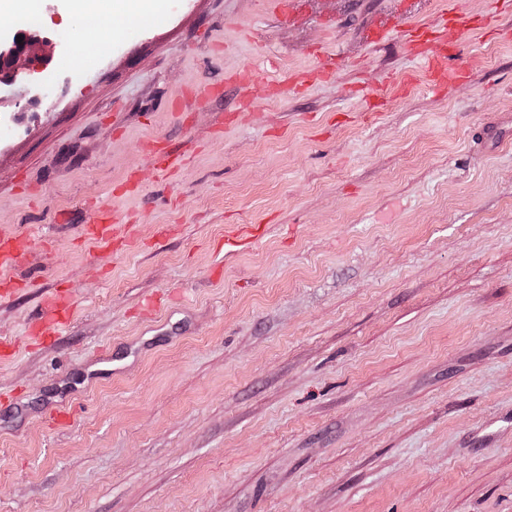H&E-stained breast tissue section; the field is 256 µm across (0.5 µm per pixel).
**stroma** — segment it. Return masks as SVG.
Listing matches in <instances>:
<instances>
[{
	"mask_svg": "<svg viewBox=\"0 0 512 512\" xmlns=\"http://www.w3.org/2000/svg\"><path fill=\"white\" fill-rule=\"evenodd\" d=\"M145 2L40 0L54 81L0 93V512H512V0H458L440 86L396 25L448 0ZM120 221L112 212V220L107 212H100L97 219L83 227V234L89 240L103 241L112 244L114 249L125 245V237L119 227ZM27 245L24 237L0 239V297L12 295L16 288H20L17 281L9 277L16 255ZM69 305L70 298L66 291L57 289L47 296L41 306V316L36 324L35 334L46 336L47 334L43 333V330L51 324L64 320Z\"/></svg>",
	"mask_w": 512,
	"mask_h": 512,
	"instance_id": "obj_1",
	"label": "stroma"
}]
</instances>
